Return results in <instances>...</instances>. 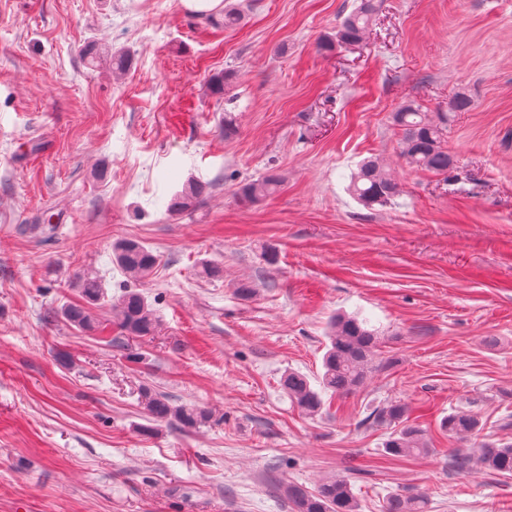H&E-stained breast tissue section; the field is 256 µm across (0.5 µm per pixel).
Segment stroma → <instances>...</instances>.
Returning <instances> with one entry per match:
<instances>
[{
  "label": "stroma",
  "instance_id": "1",
  "mask_svg": "<svg viewBox=\"0 0 512 512\" xmlns=\"http://www.w3.org/2000/svg\"><path fill=\"white\" fill-rule=\"evenodd\" d=\"M224 4L236 28L180 0H0V512H289L285 487L334 474L361 512L409 489L429 512H512V475L456 469L440 428L463 410L512 442V0H383L367 44L330 50L354 0ZM92 43L126 73L87 65ZM459 91L453 178L408 167L393 113ZM373 155L402 192L368 208L347 187ZM270 173L274 194L239 199ZM190 178L202 203L171 215ZM118 239L161 258L139 289L163 332L125 345L59 314L87 271L120 294ZM337 313L378 330L382 365L308 418L279 380L317 382ZM143 385L222 420L152 423ZM396 401L429 454H386Z\"/></svg>",
  "mask_w": 512,
  "mask_h": 512
}]
</instances>
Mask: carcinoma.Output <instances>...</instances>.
<instances>
[{
	"mask_svg": "<svg viewBox=\"0 0 512 512\" xmlns=\"http://www.w3.org/2000/svg\"><path fill=\"white\" fill-rule=\"evenodd\" d=\"M378 0H360V3L336 26L334 37L327 45L340 47L363 43L369 34L370 24L378 13ZM472 103L467 94L460 92L448 102V111L432 116L410 101L394 113V123L399 127L400 154L406 164L436 176L448 177L455 168L454 157L448 152L446 133L448 113L468 112ZM280 179L269 174L259 180L243 184L239 194L252 202L272 195ZM205 186L190 181L173 195L168 212L181 215L193 210L201 201ZM349 189L362 204L385 206L401 193L395 176L376 157L363 160L352 174ZM112 261L128 282H140L153 274L159 264V255L132 239L112 243ZM78 297L61 307L62 318L70 325L85 331L111 334L118 330L120 338L154 336L161 331L162 323L146 296L136 288L124 287L123 292L110 301L113 320L101 321L94 309L105 302L106 292L101 279L85 273L77 282ZM330 345L323 357L321 390L311 386L307 376L290 371L281 379V387L291 402L306 416L319 415L325 407L322 394L347 395L360 387L368 373L380 366V337L368 327V321L344 314L334 316L329 323ZM139 403L154 422L173 426L184 432L197 431L213 421L212 411L199 405L175 404L167 396L149 386L139 391ZM381 420L399 424L385 443V452L395 457L426 455L431 451L425 430L409 421V409L396 402L380 412ZM441 427L448 435L461 439L477 436L481 431L479 419L465 412L448 414ZM479 462L489 470L512 473V443L483 444L479 448ZM292 512H359V503L351 485L343 476L325 478L313 492L298 486L286 489ZM427 500L417 493L407 491L390 496L384 512H426Z\"/></svg>",
	"mask_w": 512,
	"mask_h": 512,
	"instance_id": "1",
	"label": "carcinoma"
}]
</instances>
